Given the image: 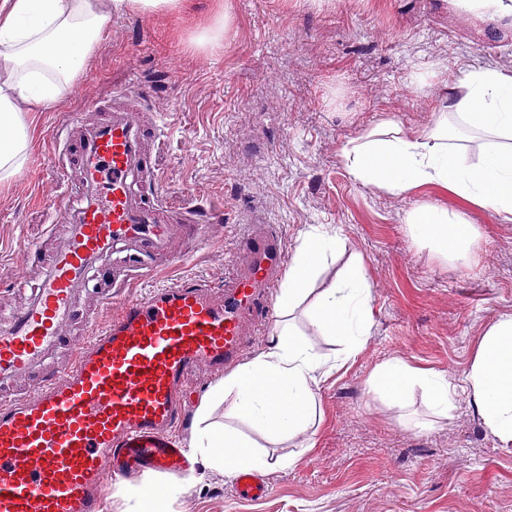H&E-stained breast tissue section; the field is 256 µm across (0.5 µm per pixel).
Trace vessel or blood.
<instances>
[{
  "label": "vessel or blood",
  "mask_w": 512,
  "mask_h": 512,
  "mask_svg": "<svg viewBox=\"0 0 512 512\" xmlns=\"http://www.w3.org/2000/svg\"><path fill=\"white\" fill-rule=\"evenodd\" d=\"M94 121L68 117L66 140L51 139L62 191L52 207L65 221L50 253H27L39 266L23 306L0 314V512H105L109 484L173 475L184 462L170 433L189 411L185 390L200 370L234 366L245 326L270 322L277 276L288 261L276 230L245 238L240 262L215 295L194 278L113 302L106 284L116 267L171 257L176 234L198 237L220 213H193L175 224L158 193L159 169L146 147L140 96ZM97 290L116 303L112 319L70 331L81 301ZM22 380L32 394H12ZM233 488L259 497L268 482L238 471Z\"/></svg>",
  "instance_id": "1"
}]
</instances>
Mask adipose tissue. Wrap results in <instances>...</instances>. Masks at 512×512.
Instances as JSON below:
<instances>
[{
    "label": "adipose tissue",
    "instance_id": "ef3b65f1",
    "mask_svg": "<svg viewBox=\"0 0 512 512\" xmlns=\"http://www.w3.org/2000/svg\"><path fill=\"white\" fill-rule=\"evenodd\" d=\"M179 0H0V184L23 167L30 145L26 113L54 105L83 72L103 39L113 13L133 8L145 13L171 11ZM457 117L490 136L477 158H469L449 124ZM349 173L363 184L405 196L438 185L512 221V71H465L448 90V102L434 124L404 135L387 120L342 149ZM412 238L454 264L472 259L478 237L458 213L422 205L407 212ZM335 230L306 233L293 253L277 296L279 319L264 350L225 376L201 399L206 417L214 400L231 397V411L278 444L308 432L318 421L315 389L327 376V362L297 332L291 316L303 308L320 335L338 338L344 357L354 356L373 323L371 287L362 265L312 290L327 257L339 253ZM471 401L486 428L512 444V313L500 315L481 339L467 376ZM370 386L383 400L404 405L421 387L434 415L448 418L455 389L447 376L406 365L381 364ZM191 460L233 477L240 470L273 473L292 466V458L254 450L237 430L209 425L193 430L187 443Z\"/></svg>",
    "mask_w": 512,
    "mask_h": 512
}]
</instances>
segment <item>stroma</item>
Returning <instances> with one entry per match:
<instances>
[{"instance_id": "stroma-1", "label": "stroma", "mask_w": 512, "mask_h": 512, "mask_svg": "<svg viewBox=\"0 0 512 512\" xmlns=\"http://www.w3.org/2000/svg\"><path fill=\"white\" fill-rule=\"evenodd\" d=\"M214 2L113 13L82 76L32 113L26 162L0 186V305L18 303L15 287L33 275L26 247L50 221L58 190L30 174L47 165L49 138L70 114L139 90L143 117L160 134L163 201L220 210L224 221L181 244L172 265L129 269L118 299L187 276L223 287L243 238L259 227L276 228L291 253L324 225L344 248L321 279L362 262L374 310L347 360L296 312L314 351L340 365L316 391L314 438L267 445L296 459L268 475L267 496L239 498L231 480L209 471L172 499L170 512H512V446L486 429L466 380L482 336L512 313V222L437 185L377 192L353 180L341 157L344 144L382 121L406 133L429 124L462 71L512 62V18L471 14L454 0H222L227 30L213 48L198 38L215 22ZM424 204L478 228L469 264L443 262L412 240L405 215ZM390 359L447 374L451 416L427 430L408 427L405 413L431 416L421 390L403 409L369 385Z\"/></svg>"}]
</instances>
